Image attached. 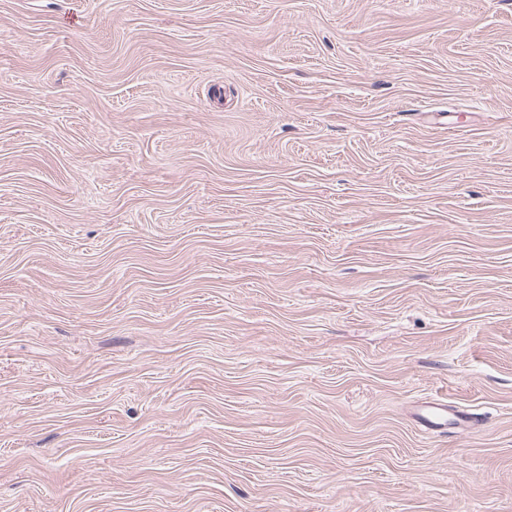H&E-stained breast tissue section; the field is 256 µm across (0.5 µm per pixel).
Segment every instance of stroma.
Returning a JSON list of instances; mask_svg holds the SVG:
<instances>
[{"mask_svg":"<svg viewBox=\"0 0 512 512\" xmlns=\"http://www.w3.org/2000/svg\"><path fill=\"white\" fill-rule=\"evenodd\" d=\"M0 512H512V0H0ZM426 404V411L417 415L418 422L423 427L434 430L435 427L448 422V402L442 399H433Z\"/></svg>","mask_w":512,"mask_h":512,"instance_id":"35a3bbf8","label":"stroma"}]
</instances>
